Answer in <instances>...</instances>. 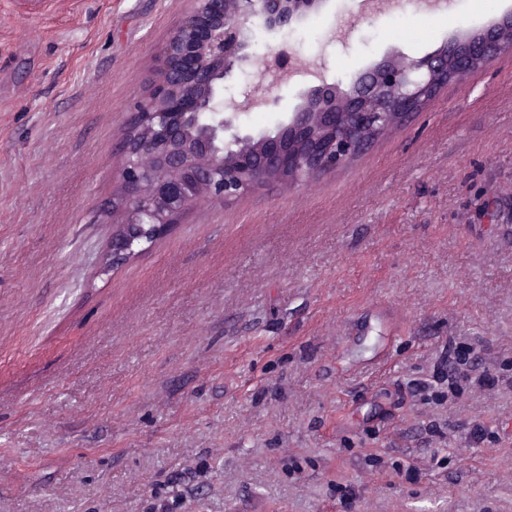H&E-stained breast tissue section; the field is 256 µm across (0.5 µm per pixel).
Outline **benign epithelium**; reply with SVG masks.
<instances>
[{"mask_svg":"<svg viewBox=\"0 0 512 512\" xmlns=\"http://www.w3.org/2000/svg\"><path fill=\"white\" fill-rule=\"evenodd\" d=\"M322 0H192V7L167 36L148 78V91L130 113L126 132L147 124L151 137L130 148L123 139L118 180L113 191L125 199L124 223L154 224L155 237L177 223L179 213L200 199L197 189L207 184L204 199L231 201L270 182V172L298 176H327L344 168L373 142L358 135L363 129L387 132L416 111L418 98L433 81L428 71L438 55L405 59L402 68L386 69L372 79L364 75L350 85L346 105H335L338 85L319 75L307 90L319 99L317 112H292L285 133H253L242 122L252 106L270 103L266 90L247 83L234 96H224V81L248 60L247 32L254 27H288L318 9ZM501 54L492 29L464 44L455 55L459 71L489 67ZM201 124L202 135L188 148L180 146L184 125ZM303 140L306 149L288 148V134ZM260 140L261 150L236 165L225 156L228 146ZM152 153L157 169L150 193L143 192L144 172L131 153ZM143 251L111 240L112 267L123 265Z\"/></svg>","mask_w":512,"mask_h":512,"instance_id":"obj_1","label":"benign epithelium"}]
</instances>
